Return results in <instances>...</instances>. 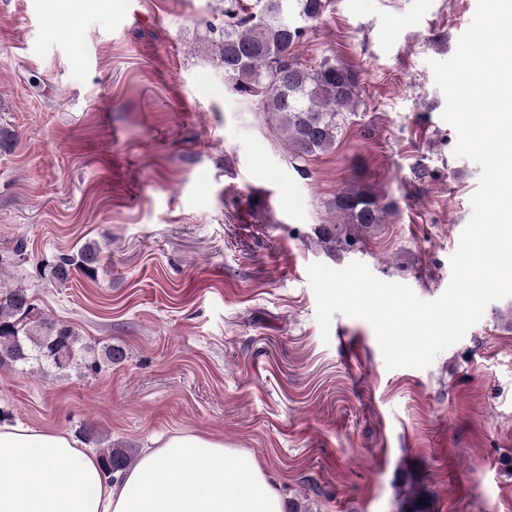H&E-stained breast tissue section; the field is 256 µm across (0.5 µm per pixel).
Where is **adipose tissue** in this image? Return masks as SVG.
<instances>
[{
	"instance_id": "obj_1",
	"label": "adipose tissue",
	"mask_w": 512,
	"mask_h": 512,
	"mask_svg": "<svg viewBox=\"0 0 512 512\" xmlns=\"http://www.w3.org/2000/svg\"><path fill=\"white\" fill-rule=\"evenodd\" d=\"M0 512H282L249 454L175 434L113 483L68 433L0 425Z\"/></svg>"
}]
</instances>
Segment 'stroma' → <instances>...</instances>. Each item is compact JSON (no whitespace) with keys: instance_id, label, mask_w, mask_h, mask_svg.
Segmentation results:
<instances>
[{"instance_id":"obj_1","label":"stroma","mask_w":512,"mask_h":512,"mask_svg":"<svg viewBox=\"0 0 512 512\" xmlns=\"http://www.w3.org/2000/svg\"><path fill=\"white\" fill-rule=\"evenodd\" d=\"M476 0H334L298 63L357 72L361 103L298 173L255 102L206 52L224 0H0V285L121 359L96 372L0 367V424L142 453L206 434L253 455L285 512H512V297L423 369H387L371 324L316 321L307 268L354 261L434 300L480 167L456 156L430 61ZM362 184L396 204L328 253V203ZM25 241L28 261L14 250ZM95 278L44 265L85 244Z\"/></svg>"}]
</instances>
